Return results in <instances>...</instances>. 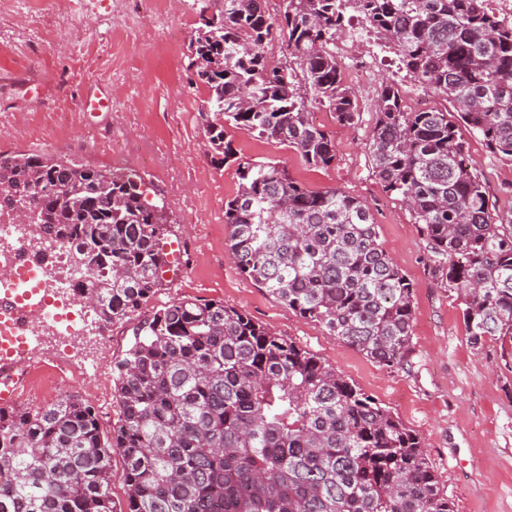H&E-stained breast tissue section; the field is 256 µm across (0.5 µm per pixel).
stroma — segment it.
Segmentation results:
<instances>
[{"mask_svg":"<svg viewBox=\"0 0 512 512\" xmlns=\"http://www.w3.org/2000/svg\"><path fill=\"white\" fill-rule=\"evenodd\" d=\"M193 0H170L155 17L150 0H11L0 10V153L38 154L108 173L136 170L164 198L171 232L169 264L154 307L177 299L216 300L317 354L377 399L425 442V453L455 512H512V347L492 340L474 351L458 302L426 270V242L408 211L372 176L367 137L382 81L395 79L380 40L371 88L356 86L358 122L339 125L316 111L317 125L336 144V161L311 168L291 148L231 131L239 156L272 160L306 187L336 188L366 201L379 241L414 283L413 353L386 368L318 325L288 310L243 276L227 246L224 204L238 190L235 167L212 163L198 109L203 88L192 85L187 46L196 26ZM111 98L112 109L82 111L86 96ZM498 216L512 219V161L468 137ZM132 325L90 324L69 349L87 378L56 392L16 393V408L44 407L56 393L78 394L110 432L119 418L116 364L133 341Z\"/></svg>","mask_w":512,"mask_h":512,"instance_id":"obj_1","label":"stroma"}]
</instances>
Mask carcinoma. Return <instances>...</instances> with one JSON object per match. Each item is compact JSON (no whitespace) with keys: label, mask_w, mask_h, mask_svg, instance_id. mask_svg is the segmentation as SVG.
I'll return each instance as SVG.
<instances>
[{"label":"carcinoma","mask_w":512,"mask_h":512,"mask_svg":"<svg viewBox=\"0 0 512 512\" xmlns=\"http://www.w3.org/2000/svg\"><path fill=\"white\" fill-rule=\"evenodd\" d=\"M190 81L206 90L204 135L239 186L224 204L237 268L289 310L386 368L412 353L414 285L379 242L371 207L312 190L273 162L237 155L228 129L336 162L324 108L359 119L336 59L358 21L397 69L449 103L408 111L398 83L375 100L372 174L427 242L426 267L460 302L466 339L512 343V231L494 214L462 131L512 160V21L493 0H196ZM276 42L281 57L267 48ZM0 215L76 250L106 328L143 317L116 364L120 416L66 395L0 408V512H454L423 438L292 338L221 301L146 310L163 288L165 203L144 179L40 155H0ZM126 505L112 501V451Z\"/></svg>","instance_id":"cac0c4a2"}]
</instances>
